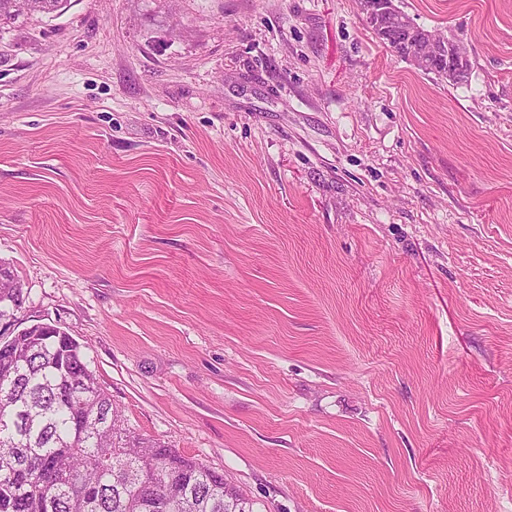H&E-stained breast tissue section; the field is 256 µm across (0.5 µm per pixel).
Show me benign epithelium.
<instances>
[{
  "instance_id": "benign-epithelium-1",
  "label": "benign epithelium",
  "mask_w": 512,
  "mask_h": 512,
  "mask_svg": "<svg viewBox=\"0 0 512 512\" xmlns=\"http://www.w3.org/2000/svg\"><path fill=\"white\" fill-rule=\"evenodd\" d=\"M365 14L378 21L387 19L392 39L407 48L408 60L421 69L445 68L442 78L455 84L466 74L468 53L462 39L426 29L398 9L395 0H365Z\"/></svg>"
}]
</instances>
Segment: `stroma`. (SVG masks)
<instances>
[{
	"label": "stroma",
	"mask_w": 512,
	"mask_h": 512,
	"mask_svg": "<svg viewBox=\"0 0 512 512\" xmlns=\"http://www.w3.org/2000/svg\"><path fill=\"white\" fill-rule=\"evenodd\" d=\"M68 0L0 34V259L131 430L256 512H512V0ZM365 14L372 18L369 24L372 28L388 40V32L383 29L380 21L385 18L389 23V30L392 33V40L398 46L407 48L408 60L421 69L444 67L441 75L434 72L439 78L448 80V83L455 84L464 78L466 74L465 63L468 60V53L462 39L451 38L447 33L436 29H426L416 24L405 12L398 9L394 0H365ZM376 19L377 25L373 20ZM423 47L429 48V52H423ZM470 69V63H466Z\"/></svg>",
	"instance_id": "35a3bbf8"
}]
</instances>
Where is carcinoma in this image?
<instances>
[{
  "label": "carcinoma",
  "mask_w": 512,
  "mask_h": 512,
  "mask_svg": "<svg viewBox=\"0 0 512 512\" xmlns=\"http://www.w3.org/2000/svg\"><path fill=\"white\" fill-rule=\"evenodd\" d=\"M0 0V29L15 20L63 9L65 0ZM0 281V319L24 304V290ZM16 452L0 472V512H254L232 487L224 504V474L125 425L89 368L84 345L68 333L23 331L0 346V450ZM121 455L150 478L129 486L112 476Z\"/></svg>",
  "instance_id": "1"
}]
</instances>
